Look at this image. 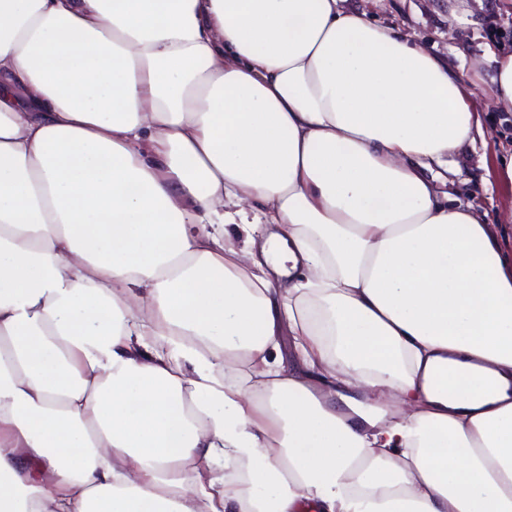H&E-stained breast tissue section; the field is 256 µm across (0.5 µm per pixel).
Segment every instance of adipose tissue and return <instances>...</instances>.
Here are the masks:
<instances>
[{"instance_id": "1", "label": "adipose tissue", "mask_w": 512, "mask_h": 512, "mask_svg": "<svg viewBox=\"0 0 512 512\" xmlns=\"http://www.w3.org/2000/svg\"><path fill=\"white\" fill-rule=\"evenodd\" d=\"M481 131L339 0H0V512H512Z\"/></svg>"}]
</instances>
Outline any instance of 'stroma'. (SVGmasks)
Instances as JSON below:
<instances>
[{"instance_id": "obj_1", "label": "stroma", "mask_w": 512, "mask_h": 512, "mask_svg": "<svg viewBox=\"0 0 512 512\" xmlns=\"http://www.w3.org/2000/svg\"><path fill=\"white\" fill-rule=\"evenodd\" d=\"M342 7L415 37L462 74L483 135L449 156L448 188L512 246V180L503 172L512 155V112L494 103L487 58L489 46L512 43V0H343Z\"/></svg>"}]
</instances>
